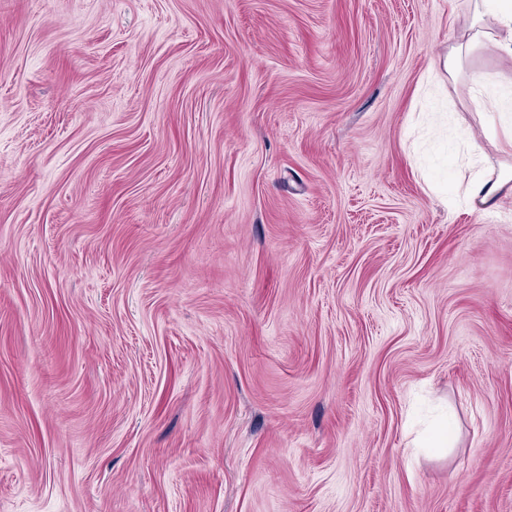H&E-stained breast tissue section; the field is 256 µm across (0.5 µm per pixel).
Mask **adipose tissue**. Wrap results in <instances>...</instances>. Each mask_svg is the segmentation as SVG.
Returning a JSON list of instances; mask_svg holds the SVG:
<instances>
[{
    "mask_svg": "<svg viewBox=\"0 0 512 512\" xmlns=\"http://www.w3.org/2000/svg\"><path fill=\"white\" fill-rule=\"evenodd\" d=\"M488 41L496 42L504 57L512 59V0H475L468 25L440 62L443 72L457 77L465 60ZM453 192L470 209L497 211L504 198H512V166L485 168L459 182Z\"/></svg>",
    "mask_w": 512,
    "mask_h": 512,
    "instance_id": "adipose-tissue-1",
    "label": "adipose tissue"
}]
</instances>
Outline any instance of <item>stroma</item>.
Instances as JSON below:
<instances>
[{"instance_id": "1", "label": "stroma", "mask_w": 512, "mask_h": 512, "mask_svg": "<svg viewBox=\"0 0 512 512\" xmlns=\"http://www.w3.org/2000/svg\"><path fill=\"white\" fill-rule=\"evenodd\" d=\"M468 7L0 0V512H512Z\"/></svg>"}]
</instances>
